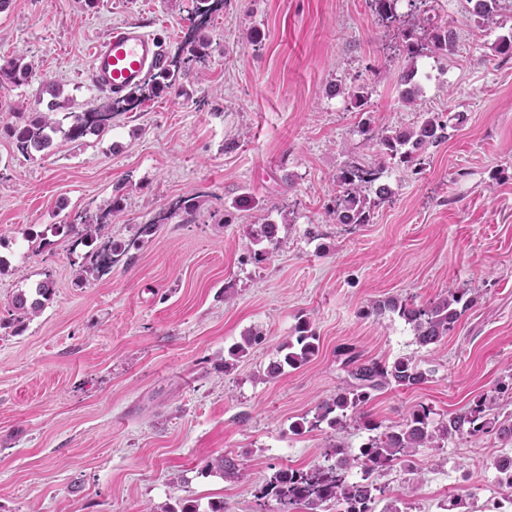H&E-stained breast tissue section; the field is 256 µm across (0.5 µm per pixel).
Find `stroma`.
<instances>
[{
  "label": "stroma",
  "mask_w": 512,
  "mask_h": 512,
  "mask_svg": "<svg viewBox=\"0 0 512 512\" xmlns=\"http://www.w3.org/2000/svg\"><path fill=\"white\" fill-rule=\"evenodd\" d=\"M458 49L407 60L398 30L417 16L400 0L395 22L368 0H224L197 26L195 0H9L0 9V65L20 62L28 82L0 87V318L13 297L52 272L55 294L19 333L0 328V512H161L184 499L223 500L256 512L254 493L274 471L309 468L330 444L358 454L370 431L328 425L294 434L316 405L345 387L341 347L365 358H412L428 378L373 393L364 407L385 426L411 407L434 422L512 382V0L475 22L460 0H439ZM145 22L167 56L186 37L208 41L205 68L129 112L103 136L68 135L73 114L101 97L89 52L113 24ZM415 67L423 91L401 103L399 76ZM364 87L365 110L349 89ZM57 103L49 149L23 154L4 134L13 108ZM466 120L415 175L381 160L373 127L406 130L420 111ZM351 162L384 163L390 195L370 223L338 224L327 206ZM120 211H112L113 197ZM193 200L185 214L179 203ZM106 234L158 230L111 270L74 283L85 253L53 234L83 210ZM278 227L255 261L253 233ZM465 290L475 304L439 343L414 341L374 303L426 304ZM320 336L316 357L269 378L266 368L299 320ZM264 341L237 359L249 332ZM512 454L495 436H456L421 448L411 467L377 477L402 512H470L501 498L493 460ZM232 457L246 479L207 472Z\"/></svg>",
  "instance_id": "obj_1"
}]
</instances>
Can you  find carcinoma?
<instances>
[{
	"instance_id": "1",
	"label": "carcinoma",
	"mask_w": 512,
	"mask_h": 512,
	"mask_svg": "<svg viewBox=\"0 0 512 512\" xmlns=\"http://www.w3.org/2000/svg\"><path fill=\"white\" fill-rule=\"evenodd\" d=\"M418 9L420 18L416 28L401 32L400 51L408 58L415 59L423 55L424 50L433 48L444 53L452 52L457 45V33L446 25L432 26L425 17L430 11L431 0H408ZM466 12L475 18L484 19L497 8L498 0H464ZM397 0H369L374 11L384 20H396L395 5ZM180 60L172 61L163 71L155 75L150 83L139 88L141 92L155 93L172 87L179 78ZM416 70L412 67L400 75L404 86L402 100L407 105H416L420 90L414 82ZM31 77L26 65L11 62L0 65V86L20 84ZM120 99H109L94 105L91 111L103 120L89 123L87 113L74 116L69 129L73 139L88 132L104 135L109 131L112 113L124 112L119 106ZM17 121L5 127L8 136L15 140L16 146L24 153L42 151L51 144L49 132L56 130L55 104L47 105V111L18 112ZM421 120L410 130L374 132L367 123L363 124L361 133L376 140L383 155L396 159L414 173L420 174L426 167V150L448 140V124L441 120L437 112H421ZM383 174L380 167L351 163L336 174V197L328 212L338 224H366L370 221V206L364 192L371 189ZM105 223L102 217L87 209L72 222L54 227V233L75 234L80 236V243L89 248L81 256L76 276L78 283H83L87 276L98 270L92 259L96 249L106 248L112 256H124L130 250L144 247L155 235L158 225L143 224L136 236L128 241L109 240L100 245L95 242L101 236ZM278 226L263 224L254 237L256 244L263 242L268 246L257 252L260 257L269 253V248L276 247ZM54 294V281L51 275L39 281L35 287L36 298L29 299L26 293H17L12 300L11 318L8 326L18 332L26 328L27 321L37 315L50 301ZM474 305V297L465 291H454L448 296L428 306H419L413 301L389 298L377 302L371 313L381 316L395 313L411 325L415 343L426 347L441 341L451 332L464 313ZM283 354L272 361L266 370L270 377H276L285 369H298L310 362L319 352V336L313 324L302 320L294 328V335L282 346ZM346 364L350 366L351 382L336 392L333 397L321 401L315 408L312 420L297 422L292 426L293 432L300 434L305 428H317L321 423L337 432L345 430L351 424H357L369 431H379L374 437L359 448L354 456L346 454L339 444H332L322 454V462L308 468H280L256 489L255 497L260 507L259 512H374L376 502L389 499L383 512H401L397 506L399 499L389 497L387 488L373 479V474L393 468L407 462L411 453L419 448H432L442 438L455 435L481 437L493 433L505 444L512 443V423L498 421L491 414L497 404L499 395L510 393L512 387L507 385L499 389V394L481 396L462 412L448 416V421L434 425L430 419L431 409L423 404L411 408L403 423L395 426L381 427V423L369 418L363 411L372 393L384 390L392 385L410 388L420 385L427 379L422 370L409 357H400L389 363L377 359H365L360 355H349ZM361 468L362 481L351 483L347 473L353 467ZM205 468L216 470L226 477L245 478L247 473L239 469L231 457L224 456L206 463ZM161 512H224V500L208 502L205 510L195 500H186L168 505Z\"/></svg>"
}]
</instances>
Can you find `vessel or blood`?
Returning <instances> with one entry per match:
<instances>
[{"label": "vessel or blood", "instance_id": "1", "mask_svg": "<svg viewBox=\"0 0 512 512\" xmlns=\"http://www.w3.org/2000/svg\"><path fill=\"white\" fill-rule=\"evenodd\" d=\"M165 66L164 44L144 23L113 25L90 50L89 75L97 91L115 96L135 89Z\"/></svg>", "mask_w": 512, "mask_h": 512}]
</instances>
